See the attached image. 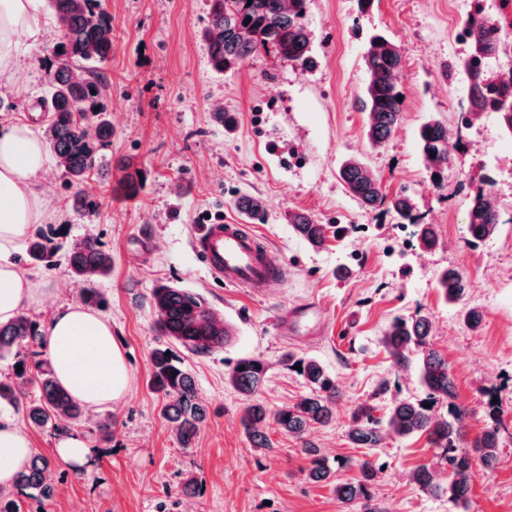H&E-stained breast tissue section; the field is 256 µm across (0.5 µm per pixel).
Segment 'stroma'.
<instances>
[{
	"instance_id": "obj_1",
	"label": "stroma",
	"mask_w": 512,
	"mask_h": 512,
	"mask_svg": "<svg viewBox=\"0 0 512 512\" xmlns=\"http://www.w3.org/2000/svg\"><path fill=\"white\" fill-rule=\"evenodd\" d=\"M460 0H310L306 25L315 65L306 69L277 55L251 56L236 68L216 72L202 32L208 0H101L112 24V52L100 69L110 87L105 103L112 140L102 148L99 177L69 183L58 163L43 175L51 218L35 233H55L59 253L36 262L17 258L30 278L50 284L43 305L25 317L46 326L59 307L83 301L82 285L70 275L64 254L85 239L102 243L112 256L108 276L95 280L104 296L101 314L124 350L133 374L123 402L85 411L76 421L30 430L26 405L36 390L22 385L19 402L0 403V417L29 429L33 451L52 458L56 492L45 499L33 490H13L20 512H346L332 486L307 481L305 445H315L338 478L358 477L361 461L380 468L372 488L387 512H457L444 494L421 490L412 479L438 453L426 435L385 437L381 448L351 447L346 430L354 408L370 403L376 416L401 400L425 398L415 360L396 364L381 342L398 315L415 311L432 320L431 343L447 359L455 384L453 403L469 412L467 437L487 426L483 391L499 389V462L477 474L468 512H512V135L494 113L461 120L467 95L465 73L445 78L462 57L456 39ZM44 30L40 43L20 40L27 81L23 92L0 93V124L31 121L47 129L41 101L46 61L61 39L46 0H37ZM381 32L401 49L403 115L393 136L372 147L366 115L355 105L367 84L363 64L367 36ZM234 118L224 127L215 109ZM442 121L453 144L443 190L429 179L416 134L424 122ZM362 160L378 177L386 197L407 191L438 241L421 249L409 224L397 223L386 207L368 210L350 195L339 169ZM127 161L146 173L132 200L114 198ZM495 179L502 221L496 233L470 246V194L485 175ZM84 192L88 204L73 208ZM257 196L263 220L251 228L284 269L270 288H228L205 268L195 240L206 225L245 220L238 202ZM304 212L333 226L322 248L295 234L290 214ZM459 268L469 283L463 302L447 303L437 291L439 272ZM167 282L200 293L231 330L223 350L184 354L197 395L209 418L196 442L181 447L147 387L152 350L161 343L150 306L152 291ZM315 308L319 334L287 337L277 319L288 309ZM481 315L479 324L468 311ZM262 359L267 383L261 395L273 410L295 403L310 388L291 359L314 358L335 378V418L288 436L269 425L271 448L251 447L240 424L245 399L225 377L243 357ZM111 426L102 437L97 426ZM80 434L92 448L81 465L56 457L57 441ZM195 495L180 491L186 480Z\"/></svg>"
}]
</instances>
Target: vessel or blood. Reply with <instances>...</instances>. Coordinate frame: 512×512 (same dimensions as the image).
<instances>
[{
    "instance_id": "vessel-or-blood-1",
    "label": "vessel or blood",
    "mask_w": 512,
    "mask_h": 512,
    "mask_svg": "<svg viewBox=\"0 0 512 512\" xmlns=\"http://www.w3.org/2000/svg\"><path fill=\"white\" fill-rule=\"evenodd\" d=\"M196 249L210 273L232 288H262L280 278L282 268L247 225H208Z\"/></svg>"
}]
</instances>
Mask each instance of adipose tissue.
I'll list each match as a JSON object with an SVG mask.
<instances>
[{
	"label": "adipose tissue",
	"instance_id": "adipose-tissue-1",
	"mask_svg": "<svg viewBox=\"0 0 512 512\" xmlns=\"http://www.w3.org/2000/svg\"><path fill=\"white\" fill-rule=\"evenodd\" d=\"M35 0H0V85L20 87V38L38 43L43 30L34 17ZM50 163L42 134L27 122L0 125V323L44 302L47 284L20 269L15 255L47 210L41 175ZM51 368L60 387L86 408L99 410L129 393L132 374L101 313L71 304L55 311L47 324ZM32 443L9 420L0 421V487L14 484L29 462Z\"/></svg>",
	"mask_w": 512,
	"mask_h": 512
}]
</instances>
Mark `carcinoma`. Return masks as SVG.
<instances>
[{"label":"carcinoma","mask_w":512,"mask_h":512,"mask_svg":"<svg viewBox=\"0 0 512 512\" xmlns=\"http://www.w3.org/2000/svg\"><path fill=\"white\" fill-rule=\"evenodd\" d=\"M309 0H209V25L203 32L208 43L212 68L217 72L237 66L244 59L261 51L272 52L301 67L313 63L312 43L305 18ZM47 5L62 28V40L53 48L47 68L45 102L51 112L46 132L50 151L57 158L70 181L83 183L99 171L97 164L101 148L112 138V124L103 116L107 82L98 70V64L112 52V25L97 0H47ZM468 33V53L456 63L447 66L446 76L459 68L470 80L469 101L465 122L485 112L496 114L499 126L512 134V81H495L484 62L500 54H508L503 44L509 37L497 18H487L478 11L464 23ZM368 81L360 97L362 110L367 112L366 137L370 144H385L397 128L403 102L399 75L402 55L399 47L386 36H369L363 53ZM418 141L424 165L434 176L435 187L442 186L448 172V127L439 120L423 123ZM122 176L113 192L130 200L143 186L140 171H130V164L119 165ZM340 178L347 192L364 206L375 208L388 205L403 224L416 226L421 246L430 248L436 242L432 225L422 222L416 213L412 198L401 193L386 199L380 182L371 169L360 160H349L340 168ZM494 178L485 177L484 186L470 198L468 230L472 246H477L494 233L501 221L498 206L492 204L489 188ZM295 232L310 246L321 247L328 228L314 223L306 214L288 216ZM52 238L39 235L31 240L28 256L43 260L54 254ZM71 275L87 283L107 274L112 258L96 239L90 238L75 246L67 255ZM438 288L445 299L456 302L463 298L467 288L462 272L455 268L444 270L438 278ZM151 307L155 313L159 334L173 340L193 355L205 356L224 348L229 331L218 320L208 302L199 293L189 289L160 284L152 293ZM429 317L421 312L395 318L383 334V343L399 364L405 363L407 353H420L421 380L427 397L418 401L394 404L381 421L373 415L371 405L357 406L351 414L347 437L357 448H379L384 436L406 438L427 434L430 443L438 448L440 461L448 465V482L437 481L434 468L423 464L413 473V480L424 491L448 495L457 508L466 510L471 497L472 472L480 464L487 473L497 462L501 434L499 406L488 395L485 403L489 419L481 437L463 449L466 440L468 412L451 401L454 382L448 361L431 347ZM39 327L30 319L19 316L7 324H0V357L30 341L42 340ZM300 375L311 386L310 393L296 403L270 413L255 396L267 379L263 360L244 357L235 363L227 376L228 384L248 398L241 417V425L254 448H270L264 428L274 421L285 433L301 437L311 427L324 426L333 419L336 401V381L314 358L298 361ZM29 382L38 395L27 406L31 425L42 429L64 421L82 417L83 407L75 402L55 382L53 373L34 364ZM149 386L161 403V414L171 425L180 445L189 448L208 418L207 407L199 400L192 375L183 360L166 345L153 350ZM448 400V416L434 412V405ZM310 456L307 479L327 482L335 474L315 446H306ZM360 478L355 482H338L334 486L336 498L351 512H385L371 494V486L378 477V469L365 460L359 465ZM53 468L50 461L37 454L29 466L17 476L16 486L38 491L49 499L54 495Z\"/></svg>","instance_id":"1"}]
</instances>
